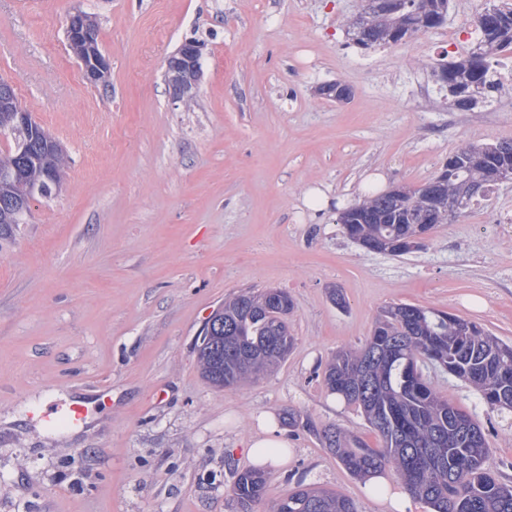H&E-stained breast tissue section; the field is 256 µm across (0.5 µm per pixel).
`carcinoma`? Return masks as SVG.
<instances>
[{
    "label": "carcinoma",
    "instance_id": "carcinoma-1",
    "mask_svg": "<svg viewBox=\"0 0 512 512\" xmlns=\"http://www.w3.org/2000/svg\"><path fill=\"white\" fill-rule=\"evenodd\" d=\"M428 14L416 10L417 0H365L363 12L350 22L352 41L360 48L398 43L407 32L437 28L448 15V0H428ZM481 35L475 49L458 61L438 66L436 76L448 87L452 105L470 109L479 97L497 89L488 57L512 51V3L490 0L474 19ZM10 149L0 156L7 165L21 157L27 163L0 179V228L15 223L17 206L35 194L51 166L62 183L67 156L44 135L21 126L0 134ZM512 165V141L470 146L448 157L435 189L455 198L456 213L471 205L479 186L483 195L497 184L494 173ZM430 199L413 192L396 206L375 194L340 213L344 229L366 241H387L389 254L411 252L412 238L435 225L416 220L428 211ZM288 307L260 304L262 293L247 290L224 302L223 327L213 329L197 345L202 377L224 389L257 378L282 362L293 337ZM437 364L474 388L492 410H512V345L499 341L480 325L444 311L401 303L386 307L366 343L357 351L340 350L324 371L329 392L357 406L382 447L371 448L329 425L322 439L354 477L364 479L394 468L405 490L429 512H512V486L485 467L490 443L480 426L428 378L425 367ZM261 469L235 473L230 488L239 512H253L266 492ZM274 512H357L355 503L325 489L302 484L280 499Z\"/></svg>",
    "mask_w": 512,
    "mask_h": 512
}]
</instances>
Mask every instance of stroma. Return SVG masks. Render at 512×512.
<instances>
[{
    "label": "stroma",
    "instance_id": "stroma-1",
    "mask_svg": "<svg viewBox=\"0 0 512 512\" xmlns=\"http://www.w3.org/2000/svg\"><path fill=\"white\" fill-rule=\"evenodd\" d=\"M363 0H0V80L64 148L61 191L28 223L0 228V512H237L229 488L249 467L257 418L288 460L264 500L297 484L392 512L352 477L320 432L380 441L330 394L336 351L360 349L380 310L409 303L479 323L512 343V235L490 227L512 205L496 184L412 253L367 251L340 208L419 187L467 145L512 140V89L473 110L450 104L434 69L448 43L477 38L484 0H450L445 25L396 44L352 45ZM94 13L110 86L84 78L66 39ZM206 39L198 100L173 101L163 64ZM349 87L343 102L320 86ZM253 288L288 291L294 344L264 378L218 391L194 344L210 314ZM340 290L344 305L331 299ZM431 378L487 433L485 466L512 484V411ZM83 402L81 425L63 423ZM52 411L57 423L41 420Z\"/></svg>",
    "mask_w": 512,
    "mask_h": 512
}]
</instances>
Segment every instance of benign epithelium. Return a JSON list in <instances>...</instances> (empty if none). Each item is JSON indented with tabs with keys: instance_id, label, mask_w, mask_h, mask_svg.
<instances>
[{
	"instance_id": "obj_1",
	"label": "benign epithelium",
	"mask_w": 512,
	"mask_h": 512,
	"mask_svg": "<svg viewBox=\"0 0 512 512\" xmlns=\"http://www.w3.org/2000/svg\"><path fill=\"white\" fill-rule=\"evenodd\" d=\"M66 37L86 80L94 85H107L110 64L98 45L95 18L81 11L71 14L67 21ZM205 49L206 43L203 41L185 42L166 59L164 77L173 100L189 104L196 99ZM0 112L15 113L14 121L20 125L30 120L27 110L12 100L3 86H0ZM454 208L455 203L450 198L435 202L424 223H438L444 216L452 214Z\"/></svg>"
}]
</instances>
